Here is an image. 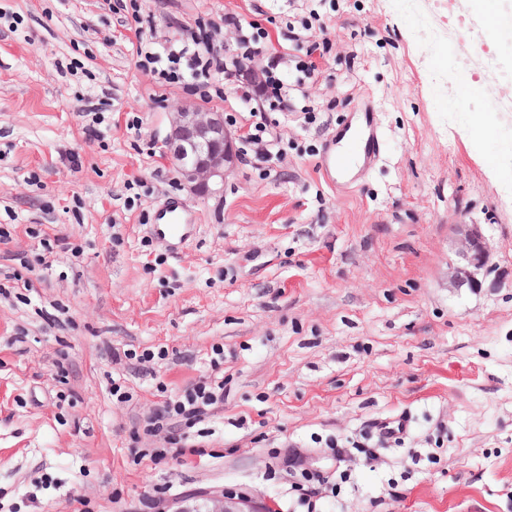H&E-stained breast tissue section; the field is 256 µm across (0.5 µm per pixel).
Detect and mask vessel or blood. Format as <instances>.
<instances>
[{"mask_svg": "<svg viewBox=\"0 0 512 512\" xmlns=\"http://www.w3.org/2000/svg\"><path fill=\"white\" fill-rule=\"evenodd\" d=\"M382 129L372 103H365L353 113L336 135L328 138L322 148L319 169L330 185H357L366 171L382 153ZM161 237L174 241L184 239L195 220L182 205L167 203L162 212Z\"/></svg>", "mask_w": 512, "mask_h": 512, "instance_id": "b4317fda", "label": "vessel or blood"}]
</instances>
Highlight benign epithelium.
<instances>
[{"mask_svg": "<svg viewBox=\"0 0 512 512\" xmlns=\"http://www.w3.org/2000/svg\"><path fill=\"white\" fill-rule=\"evenodd\" d=\"M236 139L237 134L224 127L222 114L181 105L174 112L166 144L188 187L198 194L211 195L223 191L224 177L236 159ZM460 232L463 243L453 284L457 288H479L489 261V243L476 224H462ZM206 500L211 504L207 512H269L267 504L249 495L208 494Z\"/></svg>", "mask_w": 512, "mask_h": 512, "instance_id": "obj_1", "label": "benign epithelium"}]
</instances>
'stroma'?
Wrapping results in <instances>:
<instances>
[{
    "instance_id": "obj_1",
    "label": "stroma",
    "mask_w": 512,
    "mask_h": 512,
    "mask_svg": "<svg viewBox=\"0 0 512 512\" xmlns=\"http://www.w3.org/2000/svg\"><path fill=\"white\" fill-rule=\"evenodd\" d=\"M114 4L0 0V512H151L160 489L164 512H205L214 491L305 512L307 473L326 477L322 512H512V159L448 114L494 121L512 37L439 0ZM227 12L266 29L259 62L313 12L333 49L315 121L289 115L274 158L238 142L223 196L203 198L165 153L175 105L244 134L263 101L231 81L203 99L189 70L159 82L129 29L163 69ZM462 76L477 91L449 105ZM368 97L383 159L330 186L322 144ZM168 201L196 214L184 244L154 228ZM460 224L490 244L475 290L450 283ZM205 377L224 404L188 431L203 456L155 463L136 429ZM399 414L405 434L380 436Z\"/></svg>"
}]
</instances>
